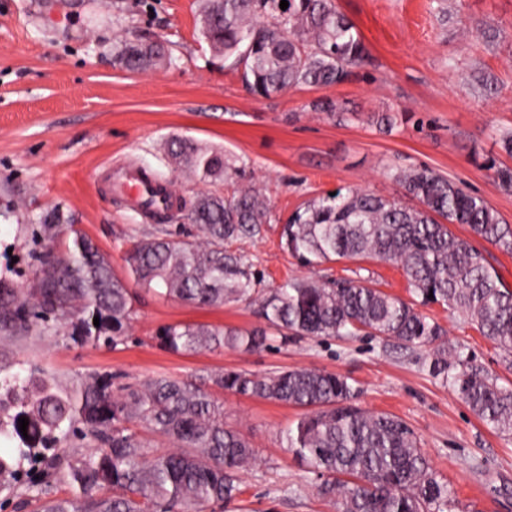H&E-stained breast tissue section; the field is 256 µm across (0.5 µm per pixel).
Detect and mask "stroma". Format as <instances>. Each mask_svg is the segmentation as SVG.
Returning <instances> with one entry per match:
<instances>
[{"instance_id": "35a3bbf8", "label": "stroma", "mask_w": 512, "mask_h": 512, "mask_svg": "<svg viewBox=\"0 0 512 512\" xmlns=\"http://www.w3.org/2000/svg\"><path fill=\"white\" fill-rule=\"evenodd\" d=\"M366 48L344 82L298 87L263 98L240 70L213 58L196 29L197 0H0V276L29 286L39 233L53 211L92 238L127 277L132 229L146 223L101 194L98 172L134 162L172 182L183 201L207 190L229 196L236 182L180 175L164 151L172 136L243 158L273 220L262 238L240 243L265 282L291 278L365 279L413 302L400 267L371 259L302 265L280 245L279 226L303 202L340 187L402 198L392 167L426 166L482 196L512 225V190L499 186L488 158L512 168L499 140L512 131V0H336ZM170 44L172 63L139 72L115 59L129 40ZM333 100L339 124L314 111ZM390 113L384 130L378 114ZM128 338L117 348L73 342L64 331H0V361L23 373L36 366L64 388L112 372L136 384L215 369L267 374L311 368L346 377L364 411L409 424L438 479L454 493L453 512H512V435L488 428L442 378L426 348L364 336L273 337L267 349L172 353L156 331L176 323L264 326L257 305L196 307L138 291ZM425 314L499 384L512 366L460 311L440 304ZM224 424L254 448L239 474L241 493L225 512H336L318 477L286 446L303 408L221 392Z\"/></svg>"}]
</instances>
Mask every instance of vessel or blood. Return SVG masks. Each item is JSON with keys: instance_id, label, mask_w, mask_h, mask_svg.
Masks as SVG:
<instances>
[{"instance_id": "b4317fda", "label": "vessel or blood", "mask_w": 512, "mask_h": 512, "mask_svg": "<svg viewBox=\"0 0 512 512\" xmlns=\"http://www.w3.org/2000/svg\"><path fill=\"white\" fill-rule=\"evenodd\" d=\"M104 178L109 194L143 217L157 215L176 202L172 186L156 183L133 167L108 168Z\"/></svg>"}]
</instances>
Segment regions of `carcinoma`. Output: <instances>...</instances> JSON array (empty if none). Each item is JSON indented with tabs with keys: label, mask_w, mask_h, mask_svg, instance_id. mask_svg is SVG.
<instances>
[{
	"label": "carcinoma",
	"mask_w": 512,
	"mask_h": 512,
	"mask_svg": "<svg viewBox=\"0 0 512 512\" xmlns=\"http://www.w3.org/2000/svg\"><path fill=\"white\" fill-rule=\"evenodd\" d=\"M199 34L210 49L242 69L249 90L269 98L300 86L344 82L366 50L335 0H202ZM116 59L135 72L169 60L162 41L125 42ZM165 151L176 170L201 183L241 180L247 164L237 156L173 136ZM392 179L418 202L404 205L360 188L306 201L280 230V243L305 265L333 258H370L401 267L408 303L363 281L289 279L274 288L231 245L261 237L272 215L251 187L231 196L197 194L183 220L200 236L166 229L133 236L126 262L132 279L162 297L219 307L257 303L268 326L286 336L330 337L364 332L407 346H433L428 367L491 430L512 433V388L448 350L441 326L421 308L442 304L468 315L478 332L512 359V287L469 241L448 231L465 224L498 249L512 252V227L482 197L427 167L397 168ZM45 253L33 285L0 278V329L27 331L42 322L74 341L115 348L126 340L135 315L127 283L112 260L61 214L43 224ZM99 325H94V317ZM172 352L219 348L260 351L264 329L171 324L156 333ZM306 409L286 434L287 447L316 473L321 497L338 512H448L451 490L439 481L412 428L387 413L350 404L348 379L312 369L267 375L213 371L201 381L159 375L114 394L112 375H91L63 389L41 372H10L0 364V439L15 442L0 453V485L16 484L22 465L36 466L28 490L69 479L70 498L41 499L37 512H224L239 494L237 472L254 458L250 443L224 426V410L211 388ZM28 419L27 435L19 430ZM168 438L164 454L130 428ZM90 452L68 458L56 448L68 435Z\"/></svg>",
	"instance_id": "carcinoma-1"
}]
</instances>
